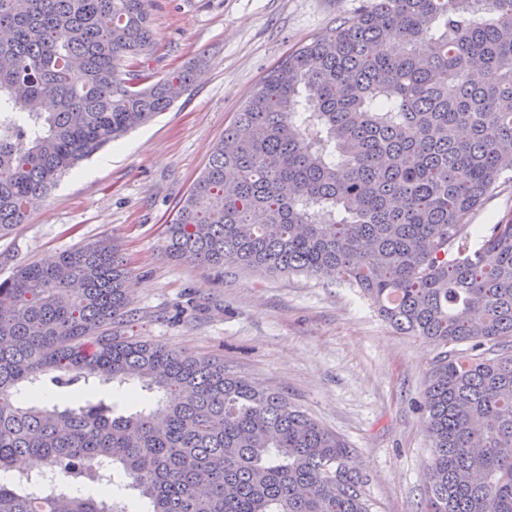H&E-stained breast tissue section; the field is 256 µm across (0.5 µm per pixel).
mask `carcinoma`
<instances>
[{
	"instance_id": "obj_1",
	"label": "carcinoma",
	"mask_w": 512,
	"mask_h": 512,
	"mask_svg": "<svg viewBox=\"0 0 512 512\" xmlns=\"http://www.w3.org/2000/svg\"><path fill=\"white\" fill-rule=\"evenodd\" d=\"M150 6L0 0V235L192 86L193 66L145 85ZM510 172L512 0H366L263 79L165 250L342 281L440 349L426 512H512V222L465 237ZM128 275L97 242L0 282V512H130L129 491L147 512H370L353 449L285 395L127 335Z\"/></svg>"
}]
</instances>
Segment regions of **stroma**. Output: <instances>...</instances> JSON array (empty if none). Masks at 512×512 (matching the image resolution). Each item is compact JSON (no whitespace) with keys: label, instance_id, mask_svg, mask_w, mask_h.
Listing matches in <instances>:
<instances>
[{"label":"stroma","instance_id":"1","mask_svg":"<svg viewBox=\"0 0 512 512\" xmlns=\"http://www.w3.org/2000/svg\"><path fill=\"white\" fill-rule=\"evenodd\" d=\"M363 0H152L155 77L193 61L192 88L148 124L63 176L0 237V281L107 241L129 272L134 332L215 357L281 392L353 448L371 512H421L431 458L417 404L438 350L397 333L345 283L307 273L211 268L165 253V231L213 147L270 70ZM512 221V178L469 218Z\"/></svg>","mask_w":512,"mask_h":512}]
</instances>
